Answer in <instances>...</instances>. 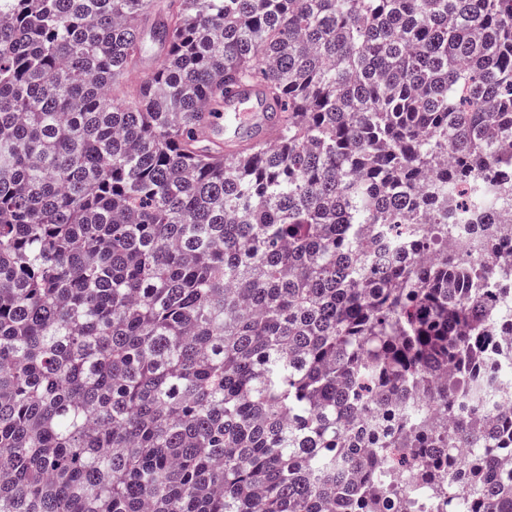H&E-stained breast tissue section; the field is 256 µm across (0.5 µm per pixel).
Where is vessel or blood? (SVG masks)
<instances>
[{"instance_id":"obj_1","label":"vessel or blood","mask_w":512,"mask_h":512,"mask_svg":"<svg viewBox=\"0 0 512 512\" xmlns=\"http://www.w3.org/2000/svg\"><path fill=\"white\" fill-rule=\"evenodd\" d=\"M276 103L263 97L259 85L250 84L227 88L224 93L223 115L211 116L202 133L206 137L221 135L224 129L233 130L236 141L227 145L228 151L235 152L249 148L251 141L243 140V133H253V141L268 142L278 134V128L270 120L271 112L277 111Z\"/></svg>"}]
</instances>
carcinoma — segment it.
I'll use <instances>...</instances> for the list:
<instances>
[{
    "label": "carcinoma",
    "instance_id": "obj_1",
    "mask_svg": "<svg viewBox=\"0 0 512 512\" xmlns=\"http://www.w3.org/2000/svg\"><path fill=\"white\" fill-rule=\"evenodd\" d=\"M250 81L285 119L226 154ZM505 139L512 0H0V512H512L448 248L483 173L512 265ZM209 112V111H208ZM207 113L208 121L203 127L204 136L212 139L215 135L224 133V137H238L243 132H252L254 137L243 141L229 142L227 152L241 151L258 142L273 140L277 134L279 116L276 114V122H270L269 112H280V107L275 102H270L263 97L261 87L258 84L229 87L224 93V114L212 115ZM224 117V127L220 121ZM282 120V112H280ZM233 128L230 136L227 129ZM487 186V179L483 175H476L471 179V182L465 186L458 188L457 191H454L449 194L448 197V209L451 210L455 217L456 215L460 218L456 220L458 223H467L469 221V209L463 208V200L462 192H467V195L474 196L476 193L482 192L485 190Z\"/></svg>",
    "mask_w": 512,
    "mask_h": 512
}]
</instances>
